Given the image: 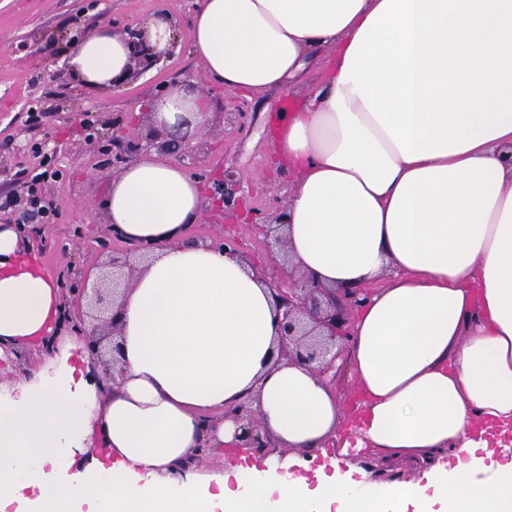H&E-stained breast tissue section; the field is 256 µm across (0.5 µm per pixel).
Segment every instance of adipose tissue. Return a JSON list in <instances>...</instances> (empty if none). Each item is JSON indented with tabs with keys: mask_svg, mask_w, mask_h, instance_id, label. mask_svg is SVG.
<instances>
[{
	"mask_svg": "<svg viewBox=\"0 0 512 512\" xmlns=\"http://www.w3.org/2000/svg\"><path fill=\"white\" fill-rule=\"evenodd\" d=\"M381 0H199L192 51L228 91L264 94L324 55L318 88L272 116L288 168L278 216L292 265L326 287L369 289L344 361L357 422L332 382L281 348L263 267L185 236L200 182L142 153L112 177L111 231L153 249L115 305L119 362L92 378L51 354L64 328L57 282L0 225V348L42 364L0 403V512H512V124L456 154L405 161L352 83L346 53ZM92 90L129 73L124 36L94 31L67 56ZM205 127V101L180 90L152 121ZM248 405L271 444L267 468L231 463ZM350 431L375 458L381 493L346 476H297ZM502 459L485 462L484 451ZM229 461L200 474L195 459ZM87 458L82 471L69 467ZM458 458L448 468V458Z\"/></svg>",
	"mask_w": 512,
	"mask_h": 512,
	"instance_id": "ef3b65f1",
	"label": "adipose tissue"
}]
</instances>
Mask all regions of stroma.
<instances>
[{
  "label": "stroma",
  "mask_w": 512,
  "mask_h": 512,
  "mask_svg": "<svg viewBox=\"0 0 512 512\" xmlns=\"http://www.w3.org/2000/svg\"><path fill=\"white\" fill-rule=\"evenodd\" d=\"M196 8L197 0H0V199L31 181L56 206V221L33 225L22 240L57 282L126 259L125 245L113 239L102 211L114 173L112 150L88 141L81 123L85 111L93 112L101 132L144 130L160 90L203 94L210 124L187 133L182 166L205 186L224 168L237 169L244 176V194L264 209L283 198L287 175L268 171L272 148L265 108L285 104L286 92L251 98L214 83L190 52ZM161 12L175 15L179 26L171 58L155 68L102 91L86 89L65 70L70 40L78 32H120ZM33 105L41 113L36 123L28 117ZM241 111L246 114L242 120L237 117ZM36 143L53 154L57 176L43 175L42 158L32 149ZM224 230L237 234L240 252L251 263L272 267L262 237L212 204H205L186 235L208 243Z\"/></svg>",
  "instance_id": "1"
}]
</instances>
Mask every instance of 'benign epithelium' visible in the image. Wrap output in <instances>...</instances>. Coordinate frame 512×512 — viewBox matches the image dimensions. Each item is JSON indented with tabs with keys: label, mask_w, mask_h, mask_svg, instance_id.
Instances as JSON below:
<instances>
[{
	"label": "benign epithelium",
	"mask_w": 512,
	"mask_h": 512,
	"mask_svg": "<svg viewBox=\"0 0 512 512\" xmlns=\"http://www.w3.org/2000/svg\"><path fill=\"white\" fill-rule=\"evenodd\" d=\"M125 39L134 63V77L170 57L174 48L171 44L160 50L152 45L148 31L143 26L126 28ZM112 141L118 144L119 153L115 154L118 162H124L154 144L160 149L174 144L167 133L157 129L145 135L114 137ZM242 183L243 175L239 171L224 169L221 178L214 184V206L244 215L248 228L265 236V246L274 258L284 250V237L276 234L280 225L274 223L279 209L254 210L248 205L245 195H237ZM134 272L135 267L131 265L112 263L108 285L92 287V301L99 311H108L119 292L130 288ZM269 284L274 287L279 310L282 311L280 329L285 352L310 367L317 375L336 380V360L343 352L341 340L351 335L352 311L361 304L367 295L366 290L344 288L336 291L325 288L312 277L293 270L288 272V286H283L278 277L269 278ZM232 417L242 422V447H268V442L261 435L257 417L249 407H241Z\"/></svg>",
	"instance_id": "obj_1"
}]
</instances>
